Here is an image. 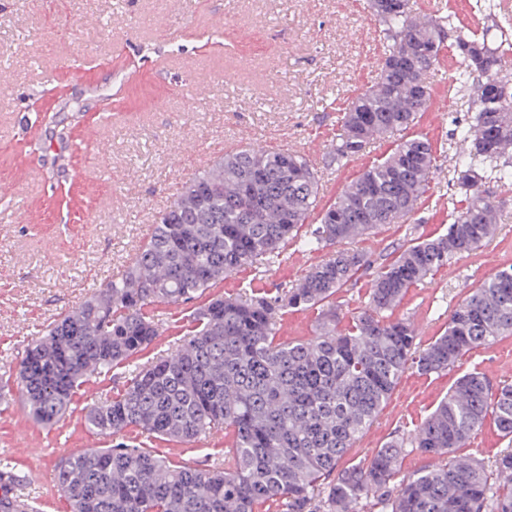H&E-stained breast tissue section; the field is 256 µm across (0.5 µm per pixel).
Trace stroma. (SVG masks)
Here are the masks:
<instances>
[{"label":"stroma","instance_id":"stroma-1","mask_svg":"<svg viewBox=\"0 0 512 512\" xmlns=\"http://www.w3.org/2000/svg\"><path fill=\"white\" fill-rule=\"evenodd\" d=\"M383 52L368 0H0V183L18 162L27 164L25 181L0 198V378L14 377L45 325L129 265L186 181L243 145L304 155L325 205L400 141L428 138L437 162L411 218L353 246L377 267L403 244L446 233L449 208L466 197L449 180L463 149L452 133L470 119L448 91L451 57L432 71V102L415 125L373 139L343 165L329 162L336 124L370 85ZM492 191L500 210L495 236L413 285L392 313L411 322L421 342L438 336L490 274L512 264V188ZM327 255L288 241L274 266L241 267L219 292L276 293ZM153 311L162 329L148 359L193 326L185 306ZM472 371L503 386L512 374V335L470 349L438 374L407 369L358 454L392 439L408 444L454 379ZM90 398L88 389L78 391L54 424L34 422L20 396L0 403V458L26 476L24 493L38 512H68L40 473H54L63 454L89 442L107 444L85 425ZM125 438L199 468L223 460L234 442L229 429L190 447L133 427Z\"/></svg>","mask_w":512,"mask_h":512}]
</instances>
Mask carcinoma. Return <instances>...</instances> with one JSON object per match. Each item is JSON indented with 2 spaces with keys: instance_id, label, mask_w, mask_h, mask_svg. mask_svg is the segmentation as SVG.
I'll use <instances>...</instances> for the list:
<instances>
[{
  "instance_id": "obj_1",
  "label": "carcinoma",
  "mask_w": 512,
  "mask_h": 512,
  "mask_svg": "<svg viewBox=\"0 0 512 512\" xmlns=\"http://www.w3.org/2000/svg\"><path fill=\"white\" fill-rule=\"evenodd\" d=\"M371 8L384 57L374 83L343 113L330 162L415 124L430 105L429 73L446 47L457 62L454 97L472 114L455 128L469 147L450 170L451 181L469 191L465 204L450 213L446 233L413 242L380 266L368 305L344 333L336 331V295L370 267L354 249L335 251L274 295L209 299L181 343L137 363L161 328L149 307L194 303L245 265L271 266L320 194L306 158L252 145L185 183L131 264L50 322L18 366L27 413L43 424L67 414L90 376L133 366L120 393L87 407L88 427L112 446L65 456L55 471L69 512H255L266 501L281 502L282 512H361L368 500L378 512H512V491L497 486L498 475L512 472L511 447L491 467L453 456L489 416L512 438V386L494 394L480 372L457 377L414 432L432 464L398 477L404 448L397 440L354 454L407 368L442 372L470 348L512 334L510 264L472 291L426 344L408 321L384 316L408 288L497 230L495 196L485 184L512 187V56L493 40L512 42V27L495 22L478 31L452 15L420 18L410 0H371ZM434 164L427 139L397 144L320 211L301 248L349 243L408 218ZM290 308L319 310V335L277 341ZM130 427L182 443L231 428L232 460L207 469L176 463L122 441ZM23 482L0 458V512H37L18 494Z\"/></svg>"
}]
</instances>
